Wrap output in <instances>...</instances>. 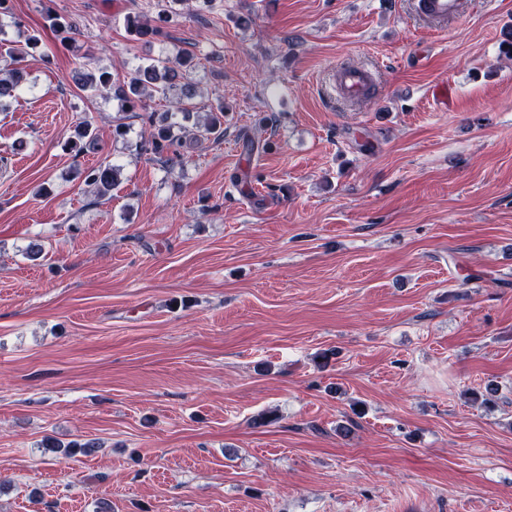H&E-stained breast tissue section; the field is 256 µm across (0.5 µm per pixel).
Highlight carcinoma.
<instances>
[{
	"instance_id": "1",
	"label": "carcinoma",
	"mask_w": 512,
	"mask_h": 512,
	"mask_svg": "<svg viewBox=\"0 0 512 512\" xmlns=\"http://www.w3.org/2000/svg\"><path fill=\"white\" fill-rule=\"evenodd\" d=\"M163 12L152 16L141 11L134 15L123 17L126 30L135 38L148 44L159 34ZM40 46L36 35H29L18 47L12 48L9 60L0 65V101L17 95L22 75L18 65L29 56H34ZM197 62L194 56L183 53L175 59L150 58L147 62L131 69L121 79L99 67L85 61L73 71L71 78L82 91L96 95L110 90L121 101V106L133 111L137 108L144 111L140 118L145 120L149 132L136 148L142 154H151L172 170L182 164V150L189 145H198L205 141L219 140L224 136L223 122L219 114L224 112V106L217 107V114L206 121L196 123L191 137H186L184 122L190 119L186 103L196 95L194 72ZM160 94L174 104V111L158 114L147 111L146 99L153 94ZM69 149L80 155L98 148L95 134L88 122L82 121L75 127L74 138L68 141ZM85 183L92 187L99 197H105L112 192L120 175V168L107 160L99 162L82 172Z\"/></svg>"
}]
</instances>
